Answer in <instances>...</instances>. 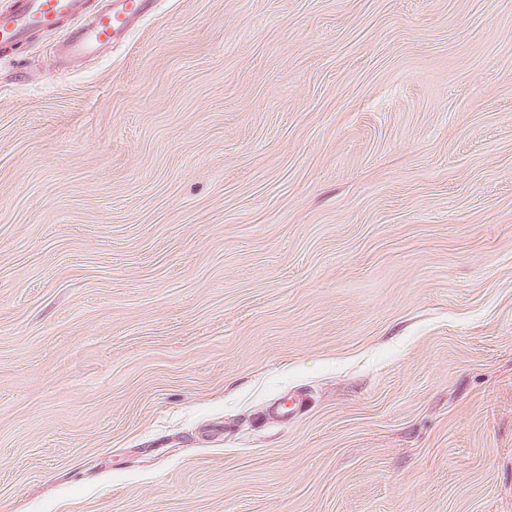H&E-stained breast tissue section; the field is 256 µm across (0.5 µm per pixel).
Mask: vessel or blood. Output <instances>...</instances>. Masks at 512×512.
<instances>
[{"instance_id": "obj_1", "label": "vessel or blood", "mask_w": 512, "mask_h": 512, "mask_svg": "<svg viewBox=\"0 0 512 512\" xmlns=\"http://www.w3.org/2000/svg\"><path fill=\"white\" fill-rule=\"evenodd\" d=\"M153 0H111L107 10L88 14L85 25L61 47L63 59L72 61L112 45L146 13ZM85 0H11L0 11V45L11 46L36 33L60 26L79 12Z\"/></svg>"}]
</instances>
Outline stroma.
<instances>
[{"label": "stroma", "instance_id": "obj_1", "mask_svg": "<svg viewBox=\"0 0 512 512\" xmlns=\"http://www.w3.org/2000/svg\"><path fill=\"white\" fill-rule=\"evenodd\" d=\"M84 23L0 51V512H512V0ZM155 0H110L107 10L90 13L85 25L61 47L67 62L111 46L127 32L128 27L146 13Z\"/></svg>", "mask_w": 512, "mask_h": 512}]
</instances>
